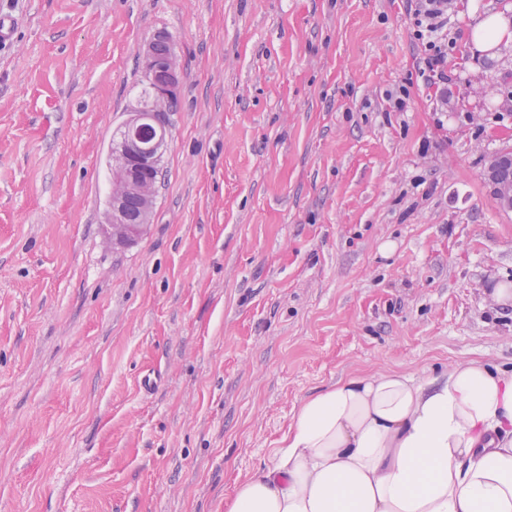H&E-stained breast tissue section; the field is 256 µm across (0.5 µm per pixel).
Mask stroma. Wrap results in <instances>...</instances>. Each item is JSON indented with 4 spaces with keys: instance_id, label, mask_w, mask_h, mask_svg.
<instances>
[{
    "instance_id": "obj_1",
    "label": "stroma",
    "mask_w": 512,
    "mask_h": 512,
    "mask_svg": "<svg viewBox=\"0 0 512 512\" xmlns=\"http://www.w3.org/2000/svg\"><path fill=\"white\" fill-rule=\"evenodd\" d=\"M464 2L427 86L408 0H0V512H225L342 377L512 366L482 176L512 48L474 56ZM161 33L164 178L115 248L108 155Z\"/></svg>"
}]
</instances>
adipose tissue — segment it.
Instances as JSON below:
<instances>
[{"mask_svg":"<svg viewBox=\"0 0 512 512\" xmlns=\"http://www.w3.org/2000/svg\"><path fill=\"white\" fill-rule=\"evenodd\" d=\"M484 52L512 19L473 14ZM226 512H512V368L355 373L300 403Z\"/></svg>","mask_w":512,"mask_h":512,"instance_id":"adipose-tissue-1","label":"adipose tissue"}]
</instances>
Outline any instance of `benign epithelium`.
I'll list each match as a JSON object with an SVG mask.
<instances>
[{"label": "benign epithelium", "mask_w": 512, "mask_h": 512, "mask_svg": "<svg viewBox=\"0 0 512 512\" xmlns=\"http://www.w3.org/2000/svg\"><path fill=\"white\" fill-rule=\"evenodd\" d=\"M144 77L154 90V112L145 117L136 108L123 124L120 141L111 148L109 168L112 175V192L105 214V224L114 246H127L136 241L147 229L148 219L156 200V185L146 172L153 169L167 144L168 135L150 133L157 116L166 110L168 101L178 93L179 64L174 51L161 59L153 45L144 51ZM512 165V148L502 149L487 158L484 183L498 208L512 211V192L504 190L497 179L498 170ZM129 197L141 203L137 221L130 222L125 215Z\"/></svg>", "instance_id": "1"}]
</instances>
